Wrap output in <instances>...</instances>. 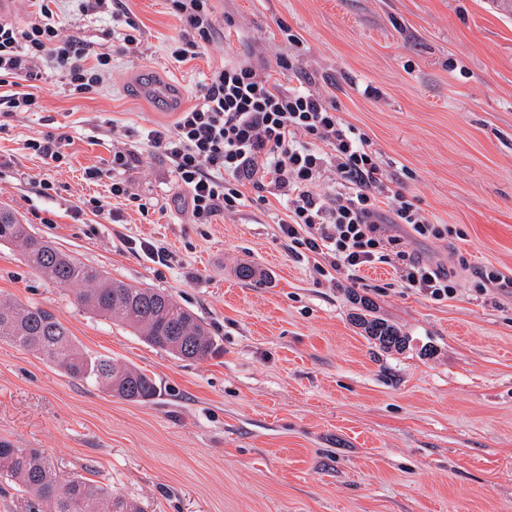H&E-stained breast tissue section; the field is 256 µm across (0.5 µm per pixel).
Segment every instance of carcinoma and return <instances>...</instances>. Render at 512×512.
Listing matches in <instances>:
<instances>
[{"label":"carcinoma","mask_w":512,"mask_h":512,"mask_svg":"<svg viewBox=\"0 0 512 512\" xmlns=\"http://www.w3.org/2000/svg\"><path fill=\"white\" fill-rule=\"evenodd\" d=\"M0 245L19 250L26 265L46 280L75 287V299L93 314L131 328L142 341L183 360H201L215 351L205 324L170 293L108 277L58 249L23 223L8 205H0ZM372 340L402 350L406 337L379 318L359 319ZM0 337L38 353L69 377L132 402L152 400L153 378L104 355L83 352L56 315L35 305L0 298ZM0 478L15 483L37 505V512H143L140 505L114 495L78 474L60 477L52 459L36 448H18L0 439Z\"/></svg>","instance_id":"1"}]
</instances>
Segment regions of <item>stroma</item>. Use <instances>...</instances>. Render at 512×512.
Wrapping results in <instances>:
<instances>
[{"mask_svg": "<svg viewBox=\"0 0 512 512\" xmlns=\"http://www.w3.org/2000/svg\"><path fill=\"white\" fill-rule=\"evenodd\" d=\"M212 4L223 37L177 63L167 0H126L142 31L136 53L113 38L111 17L61 0L67 30L111 52L112 76L83 98L46 73L37 111L0 118V204L109 277L172 293L217 349L182 361L150 347L2 245L0 297L50 309L81 349L140 369L158 394L112 397L0 337V437L144 512H512V294L480 285L487 268L512 277V0ZM288 56L369 138L387 177L434 222L459 229L413 245L456 270L453 297L400 287L387 264L329 283L289 252L278 202L257 203L251 188L236 215L190 223L173 202L170 162L133 135L138 161L125 177L148 212L112 197L109 180H84L110 160L113 126H171L227 60L265 62L287 84L276 61ZM154 85L169 101L153 98ZM46 134L66 135V165L25 148ZM89 195L121 222L78 212ZM144 241L166 260L149 259ZM246 264L259 281L239 278ZM363 299L408 336L405 351L355 326Z\"/></svg>", "mask_w": 512, "mask_h": 512, "instance_id": "obj_1", "label": "stroma"}]
</instances>
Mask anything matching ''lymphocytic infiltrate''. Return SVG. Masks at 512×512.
Wrapping results in <instances>:
<instances>
[{
    "mask_svg": "<svg viewBox=\"0 0 512 512\" xmlns=\"http://www.w3.org/2000/svg\"><path fill=\"white\" fill-rule=\"evenodd\" d=\"M57 2L37 0L36 19L27 27L0 22V74L30 84L49 69L63 75L70 94H97L111 76L112 56L65 33ZM79 2L83 14L119 21L118 41L140 43V27L126 17L124 0ZM169 8L181 22L169 46L175 62L205 53L220 37L211 0H169ZM142 136L170 161L176 198L191 223L236 214L249 185L282 198L281 237L327 280L341 274L356 280L363 270L389 263L402 287L428 300L441 302L456 291L453 272L410 249L414 241L448 238L453 228L434 223L400 187L390 186L366 135L312 82L285 89L263 66L228 61L210 72L196 103L179 112L173 127H150ZM136 161L134 152L116 147L106 166L87 168L85 178L110 179L112 196L144 212L147 204L124 178ZM327 179L335 192L317 193Z\"/></svg>",
    "mask_w": 512,
    "mask_h": 512,
    "instance_id": "obj_1",
    "label": "lymphocytic infiltrate"
}]
</instances>
